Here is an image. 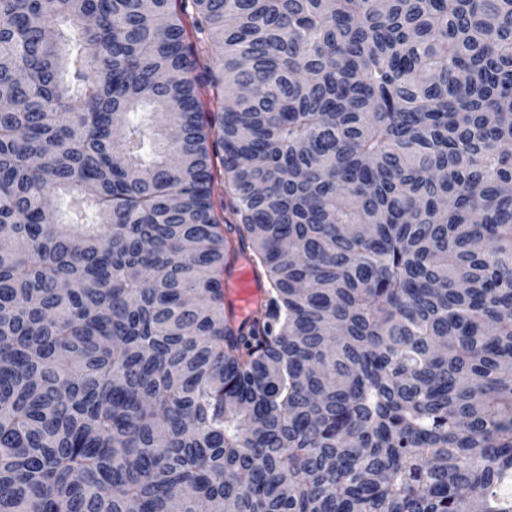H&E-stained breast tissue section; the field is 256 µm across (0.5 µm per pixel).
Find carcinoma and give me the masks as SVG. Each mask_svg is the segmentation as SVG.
Listing matches in <instances>:
<instances>
[{
    "mask_svg": "<svg viewBox=\"0 0 512 512\" xmlns=\"http://www.w3.org/2000/svg\"><path fill=\"white\" fill-rule=\"evenodd\" d=\"M0 235V512H512V0H0ZM227 300L231 303L234 314L244 319L262 300L252 268L244 262L239 263L224 285Z\"/></svg>",
    "mask_w": 512,
    "mask_h": 512,
    "instance_id": "carcinoma-1",
    "label": "carcinoma"
}]
</instances>
